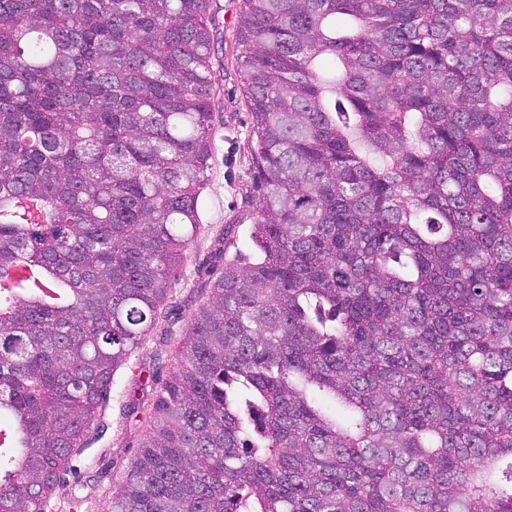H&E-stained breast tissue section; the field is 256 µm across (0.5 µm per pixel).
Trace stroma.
Masks as SVG:
<instances>
[{
    "instance_id": "obj_1",
    "label": "stroma",
    "mask_w": 512,
    "mask_h": 512,
    "mask_svg": "<svg viewBox=\"0 0 512 512\" xmlns=\"http://www.w3.org/2000/svg\"><path fill=\"white\" fill-rule=\"evenodd\" d=\"M242 0H211L215 129L199 210L203 229L172 280L173 297L143 346L114 374L82 452L46 512H105L125 485L148 437L153 403L172 371L191 314L210 298L209 283L225 257L248 252L256 166L244 84L237 68L235 28Z\"/></svg>"
}]
</instances>
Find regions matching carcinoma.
Wrapping results in <instances>:
<instances>
[{
	"instance_id": "obj_1",
	"label": "carcinoma",
	"mask_w": 512,
	"mask_h": 512,
	"mask_svg": "<svg viewBox=\"0 0 512 512\" xmlns=\"http://www.w3.org/2000/svg\"><path fill=\"white\" fill-rule=\"evenodd\" d=\"M210 0H0V512L85 447L201 229ZM247 254L107 512H512V0H243Z\"/></svg>"
}]
</instances>
